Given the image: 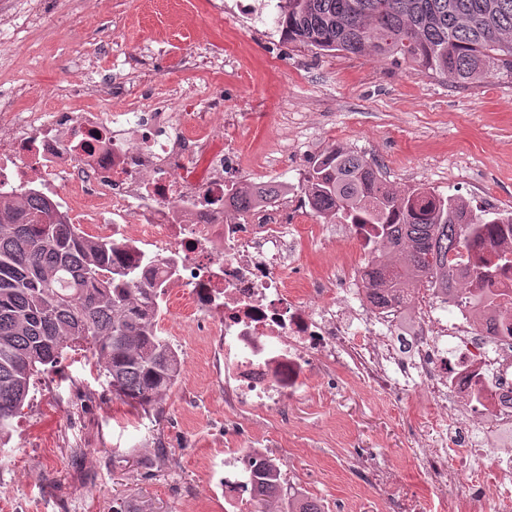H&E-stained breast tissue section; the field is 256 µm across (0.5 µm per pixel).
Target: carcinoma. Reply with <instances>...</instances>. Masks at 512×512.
Segmentation results:
<instances>
[{
  "label": "carcinoma",
  "mask_w": 512,
  "mask_h": 512,
  "mask_svg": "<svg viewBox=\"0 0 512 512\" xmlns=\"http://www.w3.org/2000/svg\"><path fill=\"white\" fill-rule=\"evenodd\" d=\"M274 22L290 42L407 63L458 86L487 75L512 79V0H282ZM304 187L315 216L374 225L377 254L365 280L394 298L512 269V249L496 244L511 211L476 212L422 187L399 195L377 164L340 146L313 164ZM282 189L230 196L245 211ZM114 250L79 236L41 196L0 205L1 446L39 367H55L68 349L91 354L106 389L143 409L175 385L178 354L157 328L159 290L143 278L144 263H112ZM279 494V469L258 468L250 494L256 512Z\"/></svg>",
  "instance_id": "carcinoma-1"
}]
</instances>
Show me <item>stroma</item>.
I'll use <instances>...</instances> for the list:
<instances>
[{
	"label": "stroma",
	"instance_id": "35a3bbf8",
	"mask_svg": "<svg viewBox=\"0 0 512 512\" xmlns=\"http://www.w3.org/2000/svg\"><path fill=\"white\" fill-rule=\"evenodd\" d=\"M0 98L28 112L69 106L80 79L112 80V102L141 91L184 90L206 111L214 89L240 149L233 182L264 167L300 187L336 146L377 162L398 193L425 187L472 208L512 209V82L487 78L460 87L377 57L322 52L269 38L244 16L225 20L207 0H105L86 15L81 0H0ZM171 333L181 371L157 407L130 405L103 390L78 354L42 373L33 400L0 449V512H247V496L225 495L224 460L244 447L286 459L285 478L336 512L356 497L358 512H385L382 495H356L352 451L400 464L405 488L417 482L407 454L414 423L346 372L323 402L288 406L284 420L224 410V366L195 325Z\"/></svg>",
	"mask_w": 512,
	"mask_h": 512
}]
</instances>
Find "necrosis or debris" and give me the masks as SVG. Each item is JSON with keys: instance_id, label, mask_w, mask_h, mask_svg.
<instances>
[{"instance_id": "necrosis-or-debris-1", "label": "necrosis or debris", "mask_w": 512, "mask_h": 512, "mask_svg": "<svg viewBox=\"0 0 512 512\" xmlns=\"http://www.w3.org/2000/svg\"><path fill=\"white\" fill-rule=\"evenodd\" d=\"M110 83H74V106L58 112L0 111V199L35 192L89 240L117 244L113 258L152 253L150 276L180 292L178 317L192 315L224 355V408L278 415L302 396L328 394L337 366L387 401L409 400L426 431L412 430L419 481L357 451L365 489L385 493L398 512H512V269L482 288L451 293L427 286L405 299H374L360 264L347 262L345 292L332 278L298 279L293 258L322 224L298 225L306 201L225 210L224 172L234 152L224 137V97L207 111L193 99L161 111L141 97L105 112L95 98ZM208 156L209 171L189 170Z\"/></svg>"}]
</instances>
